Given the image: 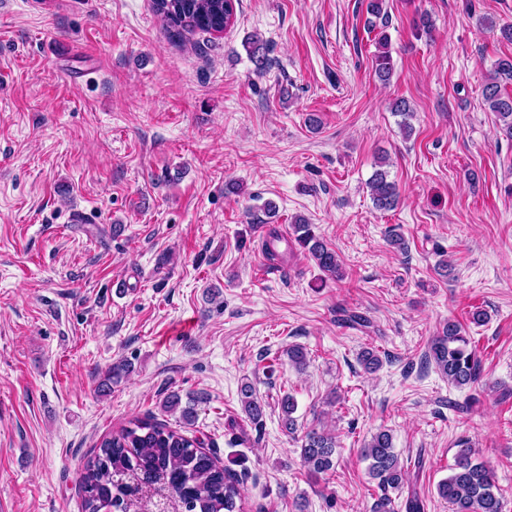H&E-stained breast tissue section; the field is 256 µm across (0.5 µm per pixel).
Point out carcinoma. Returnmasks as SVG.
Listing matches in <instances>:
<instances>
[{
  "label": "carcinoma",
  "instance_id": "carcinoma-1",
  "mask_svg": "<svg viewBox=\"0 0 512 512\" xmlns=\"http://www.w3.org/2000/svg\"><path fill=\"white\" fill-rule=\"evenodd\" d=\"M228 0H152L153 11L166 29L177 38L196 33H222L234 24L235 14L226 8ZM246 51L262 71L268 64L267 45L254 35L245 43ZM512 81V57L500 58L483 88L489 110L502 121L501 130L512 139V94L505 84ZM369 188L374 206L391 210L398 204L395 182L388 171L378 166ZM298 245L314 263L332 278L343 276L336 252L316 235L304 219L294 222ZM429 361L448 382L464 387L477 381L480 361L476 347L460 323L448 320L429 346ZM244 411L258 424L264 405L258 400L253 385L240 387ZM196 400L182 405L175 392L167 395L163 406L168 412H179L190 422L195 416ZM282 424L289 433L296 431L294 398L281 399ZM336 437L313 427L301 438L300 457L312 475L335 469ZM452 473L437 485L440 498L447 501L452 512H502V501L493 472L476 457L469 440L457 442ZM369 461L368 473L378 481L382 491L370 512H394V500L388 490H399L405 471L393 447L392 434L379 430L364 443L361 451ZM78 491L83 512H242L238 475L220 464L202 448V442L152 416L136 418L118 432L101 439L80 474Z\"/></svg>",
  "mask_w": 512,
  "mask_h": 512
}]
</instances>
